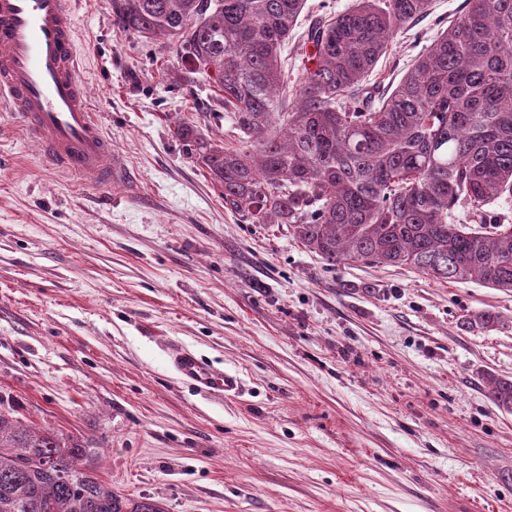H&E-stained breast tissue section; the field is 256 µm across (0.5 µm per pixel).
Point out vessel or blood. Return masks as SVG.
Instances as JSON below:
<instances>
[{"instance_id": "vessel-or-blood-1", "label": "vessel or blood", "mask_w": 512, "mask_h": 512, "mask_svg": "<svg viewBox=\"0 0 512 512\" xmlns=\"http://www.w3.org/2000/svg\"><path fill=\"white\" fill-rule=\"evenodd\" d=\"M70 0H0V107L22 116L27 136L51 167L94 176L109 187L124 169L113 155L81 85ZM173 366L200 390L224 394L236 376L206 364L189 349Z\"/></svg>"}]
</instances>
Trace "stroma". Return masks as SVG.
Listing matches in <instances>:
<instances>
[{
  "label": "stroma",
  "instance_id": "1",
  "mask_svg": "<svg viewBox=\"0 0 512 512\" xmlns=\"http://www.w3.org/2000/svg\"><path fill=\"white\" fill-rule=\"evenodd\" d=\"M73 0L81 78L125 183L47 168L0 110V406L93 440L113 489L163 512H512V291L406 267L326 265L251 224L172 132L237 134L209 78L162 39ZM464 7L433 0L369 77L380 96ZM496 311L505 327L463 319ZM191 349L236 375L183 382ZM173 366L184 381L200 390L224 396L237 388L236 376L206 364L190 349L181 350L173 359ZM482 381L490 400L498 409L512 413V378L486 372Z\"/></svg>",
  "mask_w": 512,
  "mask_h": 512
}]
</instances>
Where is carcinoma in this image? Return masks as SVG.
<instances>
[{"mask_svg":"<svg viewBox=\"0 0 512 512\" xmlns=\"http://www.w3.org/2000/svg\"><path fill=\"white\" fill-rule=\"evenodd\" d=\"M431 0H357L309 25L288 85L281 51L305 0H116L126 31L161 37L180 78L214 64L218 102L239 146L176 126L224 207L250 224H288L326 264L410 267L437 281L512 290V223L491 211L512 195V0H465L463 12L375 106L363 83ZM466 207L474 224H453ZM483 311L468 329L494 330ZM512 413V378L482 376ZM90 446L0 410V512H163L99 475Z\"/></svg>","mask_w":512,"mask_h":512,"instance_id":"obj_1","label":"carcinoma"}]
</instances>
